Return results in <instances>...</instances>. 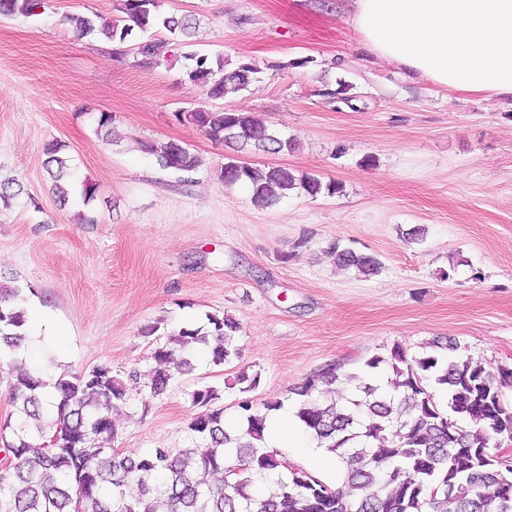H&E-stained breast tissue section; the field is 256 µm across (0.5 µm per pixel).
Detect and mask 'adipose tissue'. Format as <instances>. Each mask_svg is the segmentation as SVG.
<instances>
[{"instance_id":"obj_1","label":"adipose tissue","mask_w":512,"mask_h":512,"mask_svg":"<svg viewBox=\"0 0 512 512\" xmlns=\"http://www.w3.org/2000/svg\"><path fill=\"white\" fill-rule=\"evenodd\" d=\"M365 47L455 92L512 97V0H354Z\"/></svg>"}]
</instances>
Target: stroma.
<instances>
[{
	"label": "stroma",
	"instance_id": "obj_1",
	"mask_svg": "<svg viewBox=\"0 0 512 512\" xmlns=\"http://www.w3.org/2000/svg\"><path fill=\"white\" fill-rule=\"evenodd\" d=\"M115 4L53 0L42 16L0 20V178L22 186L0 206V283H18L29 308L65 328L48 347L77 373L149 369L148 325L164 334L209 313L241 324L232 363L198 364L166 395L137 389L113 409L116 452L190 446V394L205 384L235 418L244 368L260 375V407L324 368L362 370L396 343L419 355L440 336L512 367L511 99L449 91L371 54L352 0H163L197 19L194 50L258 66L256 82L217 102L184 81L180 56L144 68L77 35L70 16L110 17ZM218 106L262 113L296 143L242 161L342 193L262 208L248 186L224 184L231 149L174 118ZM103 111L108 141L96 132ZM51 140L95 184L93 201L53 194ZM170 140L202 167L179 176L142 149ZM333 243L377 256L382 272L341 269Z\"/></svg>",
	"mask_w": 512,
	"mask_h": 512
}]
</instances>
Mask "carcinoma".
<instances>
[{"mask_svg":"<svg viewBox=\"0 0 512 512\" xmlns=\"http://www.w3.org/2000/svg\"><path fill=\"white\" fill-rule=\"evenodd\" d=\"M52 7L51 0H0V18L35 17ZM118 15L71 16L78 35H101L112 43L113 55L132 54L140 66L161 64L162 43L140 41L133 31L159 29L174 36L173 44L196 32L194 18L160 11V0H117ZM184 79L213 100L235 94L256 79L260 70L248 60L226 69L224 54H183ZM176 120L215 142L238 151L277 154L295 149V142L275 131L259 112L224 108H181ZM159 165L189 174L202 165L199 156L178 142L145 146ZM44 165L56 193L66 200L75 184L74 172L55 142L45 145ZM220 180L243 183L253 202L264 208L293 193L333 196L343 185L298 174L283 166L256 168L228 159ZM335 263L365 277L381 272V261L369 254L329 247ZM0 345L20 348L27 324L21 289H0ZM240 324L229 316L206 315L200 326H183L151 352L155 366L127 379L98 365L79 374L57 376L54 393L45 392L42 369L9 363V391L20 423L0 422V512H512V465L496 457L492 440L512 438V407L503 388L512 385V367L493 371L460 353L453 339L433 340L430 351L411 355L400 344L386 356L366 363L368 373L348 375L357 382L351 398L320 400L323 386L337 378L336 368L306 377L293 389L296 416L321 447L346 464L334 486L288 469L276 448H263L267 413L279 401L254 408L247 393L259 375L242 370L236 376L241 423L230 431L220 389L194 390L187 432L191 448H154L138 456L115 452L108 443L118 438L110 409L128 400L130 387L143 386L155 396L165 394L178 379L195 369L194 360L221 366L238 357L234 344ZM445 394L446 405L435 398ZM60 435L50 449L44 439ZM236 470L234 482L216 484L215 474Z\"/></svg>","mask_w":512,"mask_h":512,"instance_id":"cac0c4a2","label":"carcinoma"}]
</instances>
